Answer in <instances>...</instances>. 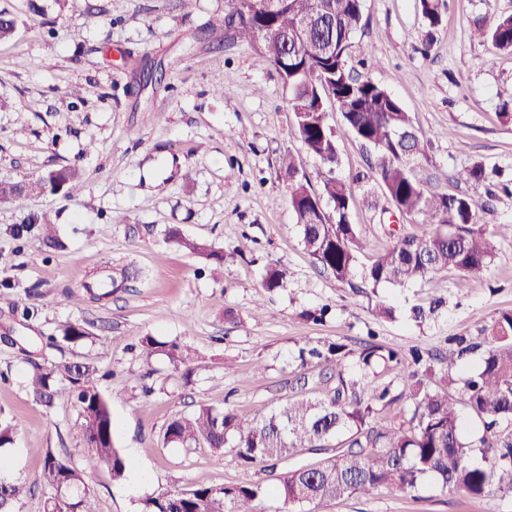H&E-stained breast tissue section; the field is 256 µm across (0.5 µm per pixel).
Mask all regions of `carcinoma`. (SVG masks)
I'll return each mask as SVG.
<instances>
[{
  "label": "carcinoma",
  "mask_w": 512,
  "mask_h": 512,
  "mask_svg": "<svg viewBox=\"0 0 512 512\" xmlns=\"http://www.w3.org/2000/svg\"><path fill=\"white\" fill-rule=\"evenodd\" d=\"M431 27L441 23L440 0H419ZM248 16L211 25L207 34L217 43L245 42L254 47L261 63L272 66L288 89V109L305 150L317 156L324 169L319 187L299 174L295 158L282 156L281 169L289 180V201L302 243L315 263L342 283L376 288L383 283L408 285L431 273L454 270L476 276L495 257V225L482 224L480 206L461 194L427 190L410 165L425 143L422 132L399 102L384 88L348 68L347 50L362 27L364 0H247ZM472 33L503 51L512 52V14L478 18ZM341 113L344 127L370 152L374 181L394 208L416 224L432 230L421 236L403 235L361 273L354 283L360 256L368 248L348 220L354 187L336 176L337 131L329 124L325 102ZM79 193L83 185L76 169L52 171L28 182V192L13 182H0V202H21L45 191L46 186ZM326 201L331 211L318 209ZM169 236L204 259L213 274L224 268V252L189 240L177 230ZM288 270L267 269L261 287H284ZM86 338L84 328L70 324L59 340ZM448 372L438 374L418 352L406 359L397 350L371 336L359 348L319 338L299 348L294 372L304 375L311 365L332 371L323 379L325 391L315 399L289 402L261 418H244L233 408L201 406L188 416L173 419L164 439L184 448H230L245 465L282 460L296 448L328 449L333 455L313 468L288 469L271 486L196 485L187 490H163L142 500L140 512H257V501L271 493L282 512H314L324 501L367 494L385 488L410 495L428 478L443 489L480 498L495 491L512 495V311H503L478 336L451 339ZM142 345L151 354L166 357L184 378L193 372L195 352L176 341L145 336ZM479 354V368L463 380L456 368ZM402 370L403 389L370 378L376 369ZM68 383L87 445L83 466L46 451L45 465L36 481L53 490L44 512H97L94 492L86 478L90 471L108 469L112 479L126 477L128 463L114 446L112 412L102 392L98 370L83 362L33 364L29 387L45 407H52ZM464 406L482 422L479 438L465 435L458 409ZM387 411L381 423L377 415ZM27 490L20 481L0 480V512H13Z\"/></svg>",
  "instance_id": "obj_1"
}]
</instances>
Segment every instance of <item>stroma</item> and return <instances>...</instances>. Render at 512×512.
Here are the masks:
<instances>
[{
  "instance_id": "stroma-1",
  "label": "stroma",
  "mask_w": 512,
  "mask_h": 512,
  "mask_svg": "<svg viewBox=\"0 0 512 512\" xmlns=\"http://www.w3.org/2000/svg\"><path fill=\"white\" fill-rule=\"evenodd\" d=\"M349 66L395 97L433 139L414 159L426 189L473 198L480 220L496 225V253L476 277L430 274L404 287L363 293L320 269L301 242L280 166L292 152L309 178L323 168L303 148L288 110V91L250 46L217 44L206 34L223 20L227 0H0L19 21L0 42V180L28 181L77 169L84 189L45 191L0 204V416L15 427L0 449L11 479L33 488L16 512H43L49 488L36 484L43 449L83 464L85 442L75 407L60 397L37 403L28 385L32 363L94 365L108 396L114 443L136 449L151 475L147 494L195 485L270 483L272 472L313 465L322 451L301 448L275 469L242 466L232 451L188 450L165 442L167 424L200 406L233 407L263 417L287 400L319 395L318 367L300 385L290 366L300 346L326 337L358 348L369 333L403 353L447 356L451 336H474L512 310V119L500 114V91L512 86V53L471 34L475 17L512 14V0H447L429 27L418 0H365ZM229 87V96L217 86ZM79 96H71V89ZM337 175L356 180L349 221L371 247V264L394 233L427 227L393 218L376 193L369 152L351 134L338 139ZM479 164V183L455 181ZM49 213L47 224L33 223ZM224 253V274L165 236L168 226ZM288 271L283 289L261 292L269 267ZM137 276L110 296L87 289L121 268ZM79 295V303L68 300ZM441 307L425 321L416 307ZM395 317H376L377 304ZM329 305L325 322L303 310ZM72 323L88 336L47 348L42 337ZM175 340L198 352L190 381L144 336ZM267 370L254 379L255 363ZM98 512H137L139 499L107 469L90 473ZM317 512H512V497L472 498L426 482L416 493L384 489L323 503Z\"/></svg>"
}]
</instances>
